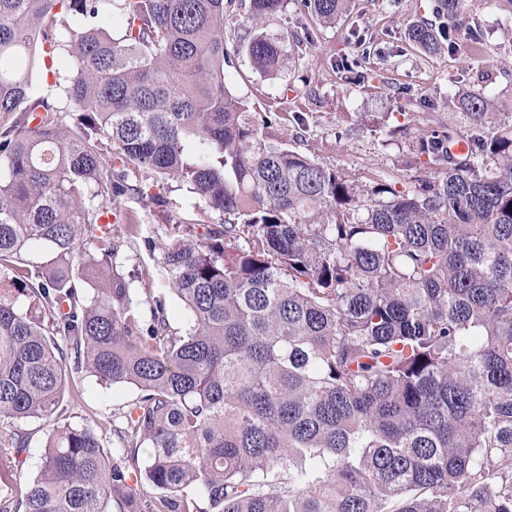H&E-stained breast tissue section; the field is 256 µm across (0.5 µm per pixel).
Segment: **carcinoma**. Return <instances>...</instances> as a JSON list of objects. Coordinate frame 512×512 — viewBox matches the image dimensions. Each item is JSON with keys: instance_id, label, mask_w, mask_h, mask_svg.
I'll return each mask as SVG.
<instances>
[{"instance_id": "obj_1", "label": "carcinoma", "mask_w": 512, "mask_h": 512, "mask_svg": "<svg viewBox=\"0 0 512 512\" xmlns=\"http://www.w3.org/2000/svg\"><path fill=\"white\" fill-rule=\"evenodd\" d=\"M118 2L114 37L112 0H0V512H512V124L462 93L466 153L435 132L433 175L359 185L226 83L233 53L277 74L288 33L229 47L226 0ZM349 2L300 5L324 27ZM465 9L409 41L454 43ZM58 52L71 74L37 80ZM144 172L224 217L164 246L182 332L152 289L133 306L134 228L104 222ZM83 373L137 389L108 428L67 418ZM28 420L52 429L25 481Z\"/></svg>"}]
</instances>
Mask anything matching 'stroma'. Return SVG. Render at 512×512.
I'll use <instances>...</instances> for the list:
<instances>
[{"label": "stroma", "mask_w": 512, "mask_h": 512, "mask_svg": "<svg viewBox=\"0 0 512 512\" xmlns=\"http://www.w3.org/2000/svg\"><path fill=\"white\" fill-rule=\"evenodd\" d=\"M434 2L355 0L350 13L322 27L290 0L285 12L263 22L271 34L296 35L280 75H264L239 55L226 67V81L250 112L271 116L275 133L291 148L347 179L368 184L427 176L423 163L411 161V146L428 132L447 130L459 91L485 97L499 122L512 123V0H475L455 49L427 55L409 41L408 31L435 21ZM472 28L482 45L471 42ZM133 182L140 194L108 205L112 225L136 229L119 261L126 275L149 274L155 292L165 295L172 328L181 331L182 305L164 286L167 233L181 219L199 220L203 233L221 218L175 182L139 176ZM82 389V406L71 413L75 423L88 407L108 423L113 410L137 394L134 387H105L91 377Z\"/></svg>", "instance_id": "1"}]
</instances>
